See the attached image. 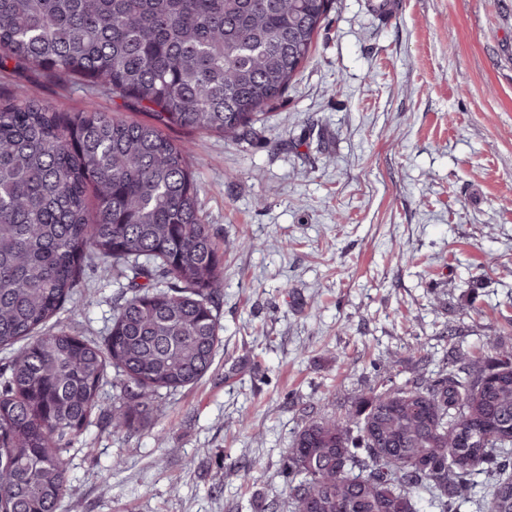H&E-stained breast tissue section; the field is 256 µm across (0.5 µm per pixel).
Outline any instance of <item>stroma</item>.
I'll return each mask as SVG.
<instances>
[{
  "mask_svg": "<svg viewBox=\"0 0 512 512\" xmlns=\"http://www.w3.org/2000/svg\"><path fill=\"white\" fill-rule=\"evenodd\" d=\"M62 111L135 118L0 68ZM224 256L222 342L144 427L89 426L59 512H270L309 418L454 355L512 351V0H332L309 61L253 144L173 129ZM122 281L92 277L60 325L105 336ZM249 419L250 429L239 427Z\"/></svg>",
  "mask_w": 512,
  "mask_h": 512,
  "instance_id": "stroma-1",
  "label": "stroma"
}]
</instances>
